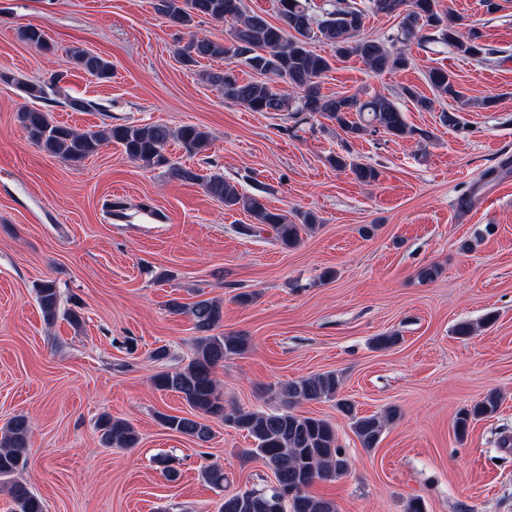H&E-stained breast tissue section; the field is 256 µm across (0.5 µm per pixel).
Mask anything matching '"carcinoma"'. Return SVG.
<instances>
[{"mask_svg":"<svg viewBox=\"0 0 512 512\" xmlns=\"http://www.w3.org/2000/svg\"><path fill=\"white\" fill-rule=\"evenodd\" d=\"M154 10L169 22L187 29L204 23L232 24L233 42L229 45L199 32L191 34L180 49L184 62L197 65L202 60L235 59L267 77L265 81L239 78L229 66L222 71H208L202 78L215 86L224 99L251 112H293L319 115L336 123L346 134L358 137L367 130L381 131L394 138L417 135L429 137L424 130L408 127L403 112L387 96L375 94L367 99L356 95L326 96L318 79L330 68L327 57L308 48L312 40L329 44L336 56L356 55L374 73L407 67L410 54L393 45L361 36L364 14L353 0H331L330 10L319 22L309 13L308 0H278V23L258 14H247L242 0H154ZM372 9L380 14L402 18L399 42H443L467 57L490 56L493 50L479 43V33L471 29L464 35L451 18L441 16L438 0H372ZM23 41L42 50L51 46L42 27L28 25L20 31ZM74 64L99 78L112 77V64L98 55L77 49ZM428 83L439 96L462 98L453 75L444 68L429 70ZM283 82L288 89H280ZM18 118L28 140L49 155L67 163L81 162L99 152L105 144L116 143L126 157L143 168L166 166L180 181L198 184L212 199L227 210H243L254 221L240 232L251 235L261 224L274 233L275 240L290 248L299 240V225L288 220L280 210L267 206L257 195H247L219 172L207 175L189 166L170 163L166 148L173 140L188 155L200 153L209 142V134L196 125L176 130L162 124L112 125L102 130L78 131L51 121L48 114L24 106ZM329 163L338 171H348L360 183H372L379 177L376 168L336 153ZM36 298L46 324L59 315V292L55 283L44 280L36 286ZM174 313L187 312L198 333L194 356L182 369L162 371L153 379L160 392L179 394L190 408L187 415L159 416L168 430L200 443L211 438L210 427L200 421L215 417L224 425L246 433L252 439L249 454L259 458L274 474L276 486L262 490H244L224 496L219 512H336L335 503L313 495L309 488L317 481L336 480L348 474L350 461L339 444L335 425L328 419L299 416L288 407L309 401L336 397L340 380L334 372H324L267 388L282 404L270 410L224 409V396L218 390L214 369L232 355L247 348L242 336L214 334L223 320L224 310L215 299H200L189 306L176 301L169 304ZM500 400L489 394L469 408L461 409L455 419L458 436L466 434L470 423L495 414ZM337 408L351 417L352 430L362 447L371 449L380 441L386 423L396 417L390 409L382 416H357L350 403L339 400ZM97 429L105 448H134L139 435L132 424L108 415L99 419ZM31 422L24 414L12 417L0 439V482L8 487L14 512H44L43 501L33 494L16 475L27 464ZM211 485L224 487V467L211 463L203 469Z\"/></svg>","mask_w":512,"mask_h":512,"instance_id":"obj_1","label":"carcinoma"}]
</instances>
